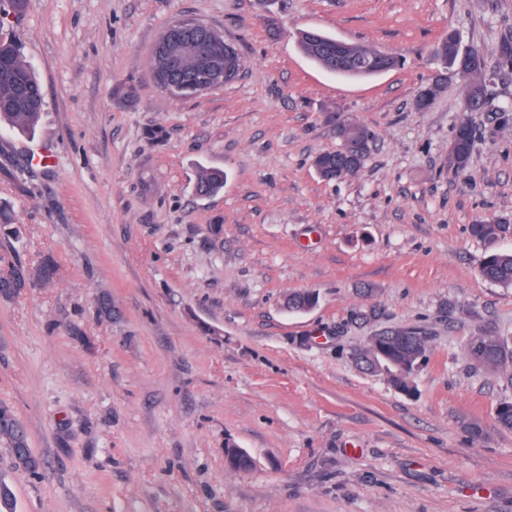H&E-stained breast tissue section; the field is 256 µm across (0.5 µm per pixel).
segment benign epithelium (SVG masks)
<instances>
[{
    "instance_id": "7a95c632",
    "label": "benign epithelium",
    "mask_w": 512,
    "mask_h": 512,
    "mask_svg": "<svg viewBox=\"0 0 512 512\" xmlns=\"http://www.w3.org/2000/svg\"><path fill=\"white\" fill-rule=\"evenodd\" d=\"M220 33L210 25L195 19H180L165 28L155 44L157 56L167 59L166 66L160 73L159 82L169 93L184 95L192 88L207 91L221 87L226 83L229 72L219 68H200L190 81H185L174 71V55L192 53L203 57L209 53V47Z\"/></svg>"
}]
</instances>
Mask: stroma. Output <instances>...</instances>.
<instances>
[{
  "mask_svg": "<svg viewBox=\"0 0 512 512\" xmlns=\"http://www.w3.org/2000/svg\"><path fill=\"white\" fill-rule=\"evenodd\" d=\"M181 18L237 48V80L193 98L156 85L152 48ZM307 28L398 64L331 74L300 51ZM451 29L487 60L483 111L453 73L416 107ZM1 37L46 106L34 135L0 127V259L57 265L0 298V401L43 461L30 476L0 447L16 512H512V431L494 420L512 382L466 355L472 336H512V287L478 271L512 233H470L512 225V0H0ZM344 118L370 152L327 182L312 160ZM203 166L223 192L197 194ZM293 291L319 301L288 311ZM399 327L429 338L409 394L350 358ZM229 443L251 469L226 468ZM473 137V129L469 123L462 122L457 126L449 150L450 163L457 171L467 168ZM470 232L473 237L483 240H494L507 233H511V224L481 220L475 224H471Z\"/></svg>",
  "mask_w": 512,
  "mask_h": 512,
  "instance_id": "35a3bbf8",
  "label": "stroma"
}]
</instances>
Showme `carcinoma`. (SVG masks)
Returning a JSON list of instances; mask_svg holds the SVG:
<instances>
[{
    "label": "carcinoma",
    "mask_w": 512,
    "mask_h": 512,
    "mask_svg": "<svg viewBox=\"0 0 512 512\" xmlns=\"http://www.w3.org/2000/svg\"><path fill=\"white\" fill-rule=\"evenodd\" d=\"M299 47L303 54L316 65L347 78H367L397 65L396 60L368 45L352 43L330 36L320 30H307L300 34ZM437 55L464 77L481 75L486 60L477 49L460 50L455 34L448 33L437 47ZM43 92L33 69L21 53L16 39L0 38V123L6 122L30 134L43 111ZM485 105V86L475 83L466 97V110L478 111ZM339 145L334 151L317 155L312 166L325 181H335L353 175L363 167L368 150L370 133L364 127L349 120L336 126ZM473 129L467 122L460 123L449 150L452 166L463 171L467 168L473 142ZM197 191L213 195L224 189V172L203 169L196 182ZM512 231L509 224L481 220L470 227L471 235L494 240ZM55 268L47 261L33 271L21 267L0 275V297L11 298L30 281L36 279L49 283ZM479 272L486 280L512 286V253L498 252L479 260ZM316 303V296L307 292L288 295V310L305 311ZM480 341L485 356L477 362L484 368L499 369L512 362V338L486 334L472 337ZM428 337L414 328H393L368 338L367 345L352 353V360L359 368L383 376L394 388L410 392L412 378L420 362L426 357ZM495 422L498 428L512 430V401L499 404ZM0 446L9 450L14 467L36 476L42 467V459L29 446L24 424L13 408L0 402ZM226 467L233 471L247 470L252 466L251 457L241 448L224 449ZM0 512H15V500L10 485L0 479Z\"/></svg>",
    "instance_id": "1"
}]
</instances>
